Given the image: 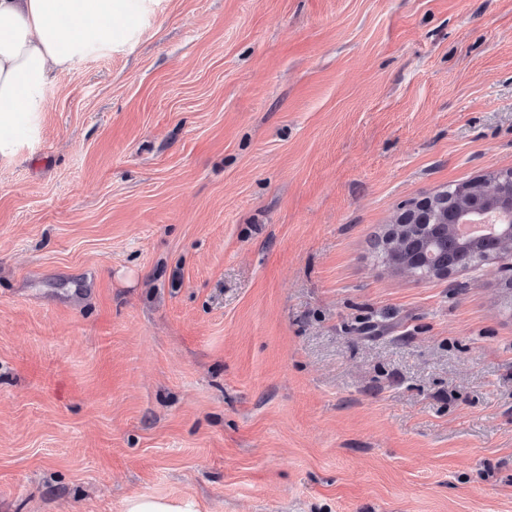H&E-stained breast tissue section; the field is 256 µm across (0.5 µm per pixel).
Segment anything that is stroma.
I'll return each instance as SVG.
<instances>
[{
  "mask_svg": "<svg viewBox=\"0 0 512 512\" xmlns=\"http://www.w3.org/2000/svg\"><path fill=\"white\" fill-rule=\"evenodd\" d=\"M512 169V0H159L0 162V512H512V278L400 207ZM123 512H198L193 499L167 501L152 496L138 495L124 501Z\"/></svg>",
  "mask_w": 512,
  "mask_h": 512,
  "instance_id": "stroma-1",
  "label": "stroma"
}]
</instances>
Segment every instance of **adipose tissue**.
Wrapping results in <instances>:
<instances>
[{
  "instance_id": "adipose-tissue-1",
  "label": "adipose tissue",
  "mask_w": 512,
  "mask_h": 512,
  "mask_svg": "<svg viewBox=\"0 0 512 512\" xmlns=\"http://www.w3.org/2000/svg\"><path fill=\"white\" fill-rule=\"evenodd\" d=\"M157 0H0V159L36 134L58 73L133 46Z\"/></svg>"
}]
</instances>
